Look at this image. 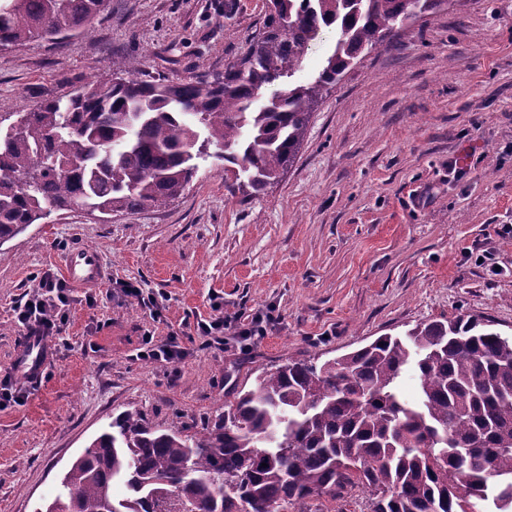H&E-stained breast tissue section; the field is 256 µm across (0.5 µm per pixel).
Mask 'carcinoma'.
Listing matches in <instances>:
<instances>
[{
	"label": "carcinoma",
	"mask_w": 512,
	"mask_h": 512,
	"mask_svg": "<svg viewBox=\"0 0 512 512\" xmlns=\"http://www.w3.org/2000/svg\"><path fill=\"white\" fill-rule=\"evenodd\" d=\"M444 0H267L247 51L211 81L103 71L65 97L0 112V246L52 211L133 213L176 198L210 158L230 192H264L299 152L315 106L395 25ZM105 0H0V45L85 33ZM336 45L299 70L322 29ZM413 372L416 395L404 396ZM128 496L113 495L116 483ZM45 512H278L364 490L370 512H512V338L474 317L420 322L320 365L289 361L201 428L127 410L64 474ZM335 41L336 34L333 31H324L322 38L309 51L302 69L291 80L295 83H307L313 80L318 75L322 58L333 49Z\"/></svg>",
	"instance_id": "carcinoma-1"
}]
</instances>
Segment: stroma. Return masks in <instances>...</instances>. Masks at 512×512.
I'll list each match as a JSON object with an SVG mask.
<instances>
[{"instance_id": "obj_1", "label": "stroma", "mask_w": 512, "mask_h": 512, "mask_svg": "<svg viewBox=\"0 0 512 512\" xmlns=\"http://www.w3.org/2000/svg\"><path fill=\"white\" fill-rule=\"evenodd\" d=\"M265 0H107L86 34L0 46V112H27L132 65L174 82L216 78L262 25ZM109 274L71 288L44 340L40 381L0 408V507L42 512L72 461L127 410L171 427L290 359L323 362L416 323L478 316L512 337V0H455L408 20L313 114L298 156L256 197L206 161L161 207L52 212L0 246V381L26 346L13 308L61 278L74 246ZM131 282L166 303L153 323ZM271 312L266 335L203 346L198 322ZM189 356L136 359L145 329Z\"/></svg>"}]
</instances>
